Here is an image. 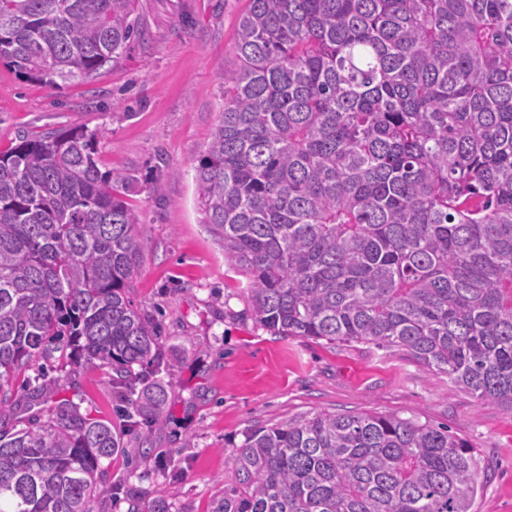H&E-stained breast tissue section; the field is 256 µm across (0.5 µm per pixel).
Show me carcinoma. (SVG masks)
Instances as JSON below:
<instances>
[{"instance_id": "obj_1", "label": "carcinoma", "mask_w": 512, "mask_h": 512, "mask_svg": "<svg viewBox=\"0 0 512 512\" xmlns=\"http://www.w3.org/2000/svg\"><path fill=\"white\" fill-rule=\"evenodd\" d=\"M133 0H0V63L57 87L138 34ZM239 67L195 169L251 311L280 336L407 351L512 412V0H248ZM84 127L0 152V512H92L111 424L45 397L48 365L118 376L164 425L159 330L128 296L143 243ZM210 512H472L479 466L446 427L308 412L251 431Z\"/></svg>"}]
</instances>
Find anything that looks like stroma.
I'll return each mask as SVG.
<instances>
[{
    "label": "stroma",
    "mask_w": 512,
    "mask_h": 512,
    "mask_svg": "<svg viewBox=\"0 0 512 512\" xmlns=\"http://www.w3.org/2000/svg\"><path fill=\"white\" fill-rule=\"evenodd\" d=\"M247 0H134L140 35L84 82L52 88L0 64V151L24 137L83 126L97 131L101 170L129 177L126 201L144 243L129 296L156 322L168 396L165 425L132 457L105 461L117 486L94 512H209L233 467L231 451L256 427L309 411L394 413L448 427L479 458L473 512H512V413L453 387L444 373L371 343L275 336L252 317L249 281L224 258L194 179L219 124L224 73L235 69ZM109 367L69 366L48 402L118 422Z\"/></svg>",
    "instance_id": "35a3bbf8"
}]
</instances>
